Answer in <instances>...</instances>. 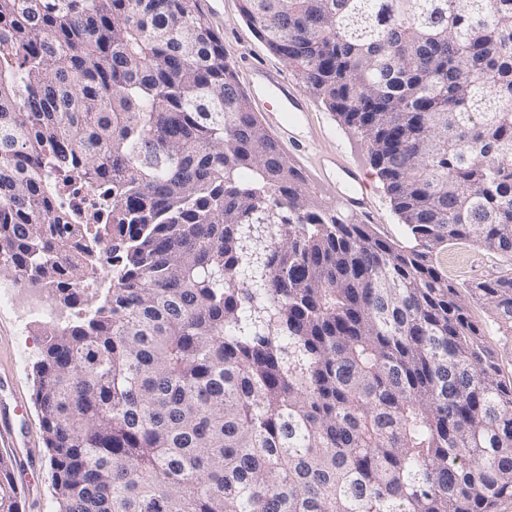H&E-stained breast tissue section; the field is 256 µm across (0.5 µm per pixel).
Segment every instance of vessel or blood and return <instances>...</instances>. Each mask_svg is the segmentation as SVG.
<instances>
[{
  "instance_id": "vessel-or-blood-1",
  "label": "vessel or blood",
  "mask_w": 512,
  "mask_h": 512,
  "mask_svg": "<svg viewBox=\"0 0 512 512\" xmlns=\"http://www.w3.org/2000/svg\"><path fill=\"white\" fill-rule=\"evenodd\" d=\"M247 69L254 98L264 111L268 123L280 134L286 135L292 147L302 148L301 133L308 128V107L301 92L281 69L255 62L248 63ZM341 172L352 186L351 192L345 196L346 206L361 222H370L372 209L361 172L347 166L342 167Z\"/></svg>"
}]
</instances>
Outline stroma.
Instances as JSON below:
<instances>
[{"instance_id": "1", "label": "stroma", "mask_w": 512, "mask_h": 512, "mask_svg": "<svg viewBox=\"0 0 512 512\" xmlns=\"http://www.w3.org/2000/svg\"><path fill=\"white\" fill-rule=\"evenodd\" d=\"M215 8L207 16L210 27L224 40V49L233 61L248 56L272 66H282L274 54L240 12V0H214ZM309 120L315 127L316 138L305 151L288 149L287 155L302 173L307 186L317 198L343 210L341 198L344 183L317 184L315 170L323 155L338 154L343 164L359 168L366 176L369 202L375 212L373 225L383 238L400 241L406 228L393 209L391 199L371 166L367 148L361 137L342 125L333 112L313 95H306ZM453 282L483 280L512 269L499 255L477 247L458 245L441 256ZM46 340L44 321L37 318L20 325L15 314L0 308V403H25L26 411L15 417L13 425L19 438L31 440L37 450L34 486L22 498L21 512H55L48 456L43 430L34 403V365L40 360Z\"/></svg>"}]
</instances>
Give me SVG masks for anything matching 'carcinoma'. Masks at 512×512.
<instances>
[{
	"label": "carcinoma",
	"mask_w": 512,
	"mask_h": 512,
	"mask_svg": "<svg viewBox=\"0 0 512 512\" xmlns=\"http://www.w3.org/2000/svg\"><path fill=\"white\" fill-rule=\"evenodd\" d=\"M240 10L407 236L313 196L197 0H0V277L74 311L34 366L57 512H496L512 379L467 300L511 339L512 277L439 257L512 264V0ZM441 262L448 269V280L456 283L493 278L506 270L512 273L510 263L499 255L468 245L449 248Z\"/></svg>",
	"instance_id": "carcinoma-1"
}]
</instances>
